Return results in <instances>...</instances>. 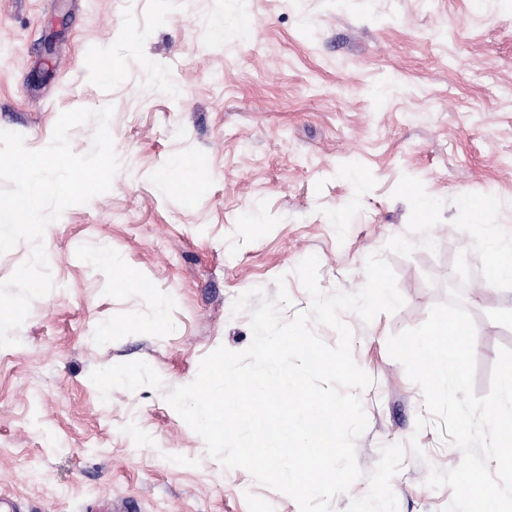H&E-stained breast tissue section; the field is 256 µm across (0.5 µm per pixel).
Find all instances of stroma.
I'll use <instances>...</instances> for the list:
<instances>
[{
	"mask_svg": "<svg viewBox=\"0 0 512 512\" xmlns=\"http://www.w3.org/2000/svg\"><path fill=\"white\" fill-rule=\"evenodd\" d=\"M236 9L0 0V130L36 150L61 111L110 104L121 162L109 192L47 227L54 288L33 302L19 345L0 348V497L21 512H299L209 456L165 395L219 346H249L251 313L232 311L241 294L274 297L282 276V320L306 309L294 270L311 254L327 294L361 288L381 254L405 299L369 323L342 315L373 383L355 442L363 476L333 512L367 492L382 447L413 435L424 456L406 454L392 479L398 512L451 500L426 479L463 455L435 427L416 431L422 393L387 340L420 326L471 270L462 302L477 395L499 348H512V282H487L478 226L457 207L462 193L495 195L487 222L512 229V0H249L251 37L213 43L211 17ZM177 163L180 181L159 191L155 175ZM418 196L433 202L427 215ZM101 251L151 292L115 287L112 267L91 260Z\"/></svg>",
	"mask_w": 512,
	"mask_h": 512,
	"instance_id": "35a3bbf8",
	"label": "stroma"
}]
</instances>
